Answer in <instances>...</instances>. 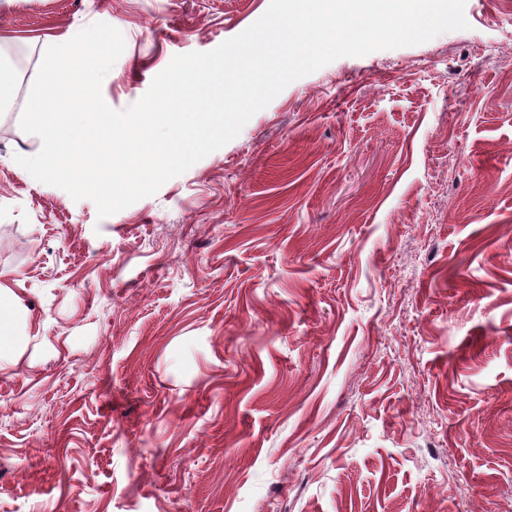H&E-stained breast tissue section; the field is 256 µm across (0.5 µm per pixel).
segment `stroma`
I'll use <instances>...</instances> for the list:
<instances>
[{
  "label": "stroma",
  "mask_w": 512,
  "mask_h": 512,
  "mask_svg": "<svg viewBox=\"0 0 512 512\" xmlns=\"http://www.w3.org/2000/svg\"><path fill=\"white\" fill-rule=\"evenodd\" d=\"M269 0H0V512H512V0L342 57L99 218L16 163L53 39L137 102ZM16 307L13 291L0 283V358L16 349L18 337L13 335V328L18 322Z\"/></svg>",
  "instance_id": "obj_1"
}]
</instances>
